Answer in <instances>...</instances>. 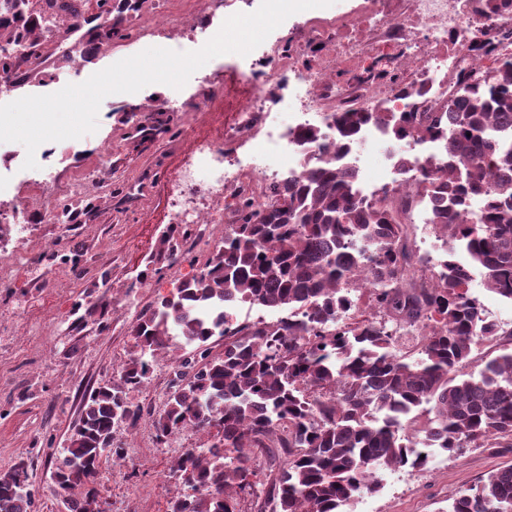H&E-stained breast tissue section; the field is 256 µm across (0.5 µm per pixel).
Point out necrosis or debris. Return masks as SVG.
<instances>
[{"mask_svg":"<svg viewBox=\"0 0 512 512\" xmlns=\"http://www.w3.org/2000/svg\"><path fill=\"white\" fill-rule=\"evenodd\" d=\"M462 10V0H376L373 17L353 21L354 36L324 47L314 67L290 62L281 40L265 39L251 52L243 74L251 93L234 105L231 124L201 146L197 162L183 174L175 222L197 227L202 244L210 238V226L231 223L237 196L265 204L271 186L299 176L319 158L318 144L298 145L293 135L301 127L318 126L332 138L326 114L367 106L380 95L396 98L395 72H411L415 82L432 89L433 102L447 99L448 45L462 35ZM389 11L393 22L379 25V15ZM374 53L383 56L386 68L369 71L353 91L337 85L340 66ZM270 156L275 164H267ZM199 196L210 199L208 209L192 208Z\"/></svg>","mask_w":512,"mask_h":512,"instance_id":"4bbe7bcc","label":"necrosis or debris"}]
</instances>
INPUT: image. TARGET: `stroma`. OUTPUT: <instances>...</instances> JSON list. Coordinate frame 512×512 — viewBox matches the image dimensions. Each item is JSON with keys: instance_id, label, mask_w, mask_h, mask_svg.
<instances>
[{"instance_id": "obj_1", "label": "stroma", "mask_w": 512, "mask_h": 512, "mask_svg": "<svg viewBox=\"0 0 512 512\" xmlns=\"http://www.w3.org/2000/svg\"><path fill=\"white\" fill-rule=\"evenodd\" d=\"M373 8L372 0H335L314 12L302 11L288 40L299 41L313 26L323 39L334 41L348 19L370 14ZM200 21L199 9L188 0L181 4L173 29L159 30L136 19L132 38L90 53L81 69L50 66L39 78L0 93V104L57 92L150 47L167 49L177 40L183 50H198L188 35ZM165 101V95L147 87L109 95L100 105L94 133L52 143L43 166L53 176L58 200L90 198L95 203L92 213L75 224L41 217L35 189L39 173L23 169L22 144L0 143V212L11 214L17 202L25 201L30 216L24 231L11 229L0 239V264L21 261L29 268L0 282V470L27 464L36 490L35 512H67L39 451L41 442L64 445L81 416L83 395L112 380L135 352L131 329L141 311L195 272L186 262L156 267L154 258L168 227L167 203L178 175L195 161L197 142L215 136L219 124L209 112H177L169 132L133 146L125 108L141 107V119L150 125L160 119ZM104 145L112 149L109 169L90 180ZM71 254L77 255V263L63 264V257ZM61 265L68 269L64 281L36 279V271ZM78 301L93 310L80 323L73 315ZM172 365L170 355L157 356L149 384L132 394L145 419L136 430L117 434L128 447L127 456L105 463L99 472L96 486L110 512H168L179 490L170 476L174 458L207 443L206 436L191 430L157 441L147 420L165 407ZM138 438L144 447H134ZM508 463L512 448L439 454L423 470L385 471L381 492L358 499L350 512H445L459 490Z\"/></svg>"}]
</instances>
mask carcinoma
<instances>
[{"instance_id": "carcinoma-1", "label": "carcinoma", "mask_w": 512, "mask_h": 512, "mask_svg": "<svg viewBox=\"0 0 512 512\" xmlns=\"http://www.w3.org/2000/svg\"><path fill=\"white\" fill-rule=\"evenodd\" d=\"M147 0H46L48 9L0 8V79L17 77L15 48L37 56L49 13L80 21L105 16V38L126 39ZM502 29H485L484 53L498 55ZM457 91L434 111L426 90L410 104L379 103L328 115L334 140L300 176L272 191L265 208L249 197L233 206L200 272L145 309L133 326L137 352L112 382L83 399L65 446L46 458L70 512H104L93 484L103 464L123 458L115 433L144 417L131 392L149 383L158 352L176 330L182 347L167 403L151 418L156 437L183 429L219 442L189 448L170 468L189 488L169 512H238L243 494L274 512H348L381 490L380 474L422 469L435 452L512 448V327L484 318L459 264L464 250L484 270L485 288L512 301V61L463 70ZM393 139L440 142L437 160L399 158L417 186L401 199H367L354 168L340 162L361 130ZM425 210L444 257L428 267L409 246L402 217ZM181 225L160 242L171 266L196 258L179 249ZM243 302L283 313L275 323L235 324L224 305ZM224 338V353L209 341ZM483 342L496 355L466 372ZM255 448H279L283 466L268 483ZM25 465L0 471V512H32ZM448 512H512V464L459 491Z\"/></svg>"}]
</instances>
